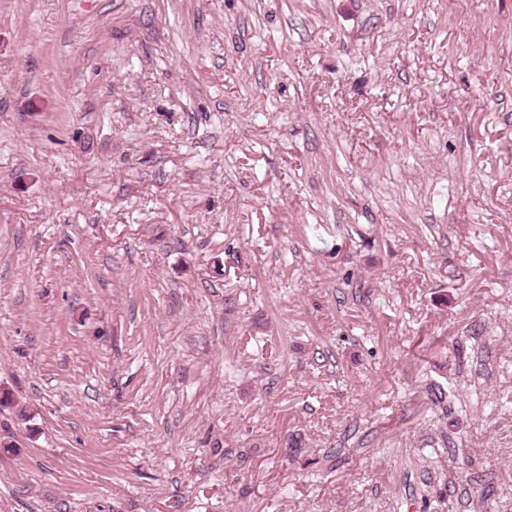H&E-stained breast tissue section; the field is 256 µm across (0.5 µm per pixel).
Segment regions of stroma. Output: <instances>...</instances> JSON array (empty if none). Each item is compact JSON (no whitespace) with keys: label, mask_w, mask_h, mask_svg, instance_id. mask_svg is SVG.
Listing matches in <instances>:
<instances>
[{"label":"stroma","mask_w":512,"mask_h":512,"mask_svg":"<svg viewBox=\"0 0 512 512\" xmlns=\"http://www.w3.org/2000/svg\"><path fill=\"white\" fill-rule=\"evenodd\" d=\"M0 512H512V0H0Z\"/></svg>","instance_id":"35a3bbf8"}]
</instances>
